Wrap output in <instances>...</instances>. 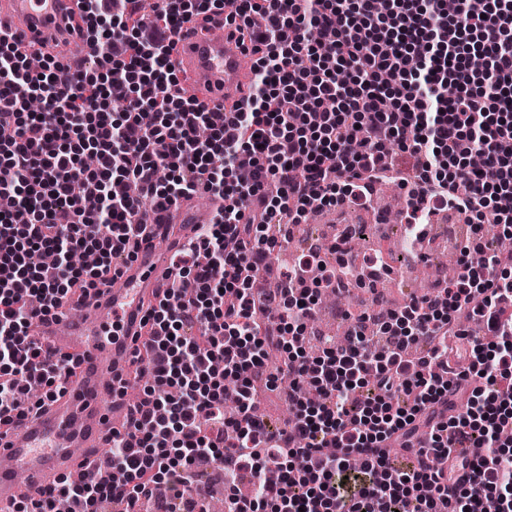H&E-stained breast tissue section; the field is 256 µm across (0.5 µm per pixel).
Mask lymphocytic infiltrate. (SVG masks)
<instances>
[{
  "mask_svg": "<svg viewBox=\"0 0 512 512\" xmlns=\"http://www.w3.org/2000/svg\"><path fill=\"white\" fill-rule=\"evenodd\" d=\"M90 62L31 70L0 29V427L63 394L71 359L28 336L75 290L111 285L133 258L143 202L187 195L217 208L170 267L173 286L142 324L151 406L133 410L107 460L122 485L60 476L23 512H209L198 472L224 471L230 512H512V0H80ZM224 18L258 75L233 112L187 97L170 49L184 21ZM331 29L330 42L313 28ZM477 56L478 70L466 62ZM458 89L448 96V86ZM125 91L112 110L114 88ZM92 154L94 166L82 158ZM403 191L406 240L429 242L432 204L469 226L454 280L379 319L352 318L344 343L303 346L329 277L282 258L288 227L354 191ZM51 257L30 265L31 250ZM90 252L91 266L75 254ZM426 349L412 354L413 345ZM287 352L292 412L267 433L254 379ZM239 385L224 415V383ZM217 433H210V426ZM280 479L237 497L241 471Z\"/></svg>",
  "mask_w": 512,
  "mask_h": 512,
  "instance_id": "f902f5d3",
  "label": "lymphocytic infiltrate"
}]
</instances>
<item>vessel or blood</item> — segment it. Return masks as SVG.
Masks as SVG:
<instances>
[{
  "label": "vessel or blood",
  "mask_w": 512,
  "mask_h": 512,
  "mask_svg": "<svg viewBox=\"0 0 512 512\" xmlns=\"http://www.w3.org/2000/svg\"><path fill=\"white\" fill-rule=\"evenodd\" d=\"M78 10L77 0H0V23L21 33L19 52L40 47L53 55L60 40L65 53L84 56L90 52L84 34L66 32L69 15ZM174 56L184 88L199 103L229 109L245 100L250 58L207 15L183 25ZM211 218V211L201 209L193 197L162 212L137 214L145 230L135 258L121 268L122 287L100 289L83 304L70 300L58 316L33 319L34 340L78 355L82 364L63 396L0 436V458L8 461L0 468V512H9L21 499H39L62 474L101 467L99 448L127 428L128 408L111 383L125 375L134 356L147 304L159 301L170 286L157 241L167 239L170 248H177Z\"/></svg>",
  "instance_id": "obj_1"
}]
</instances>
